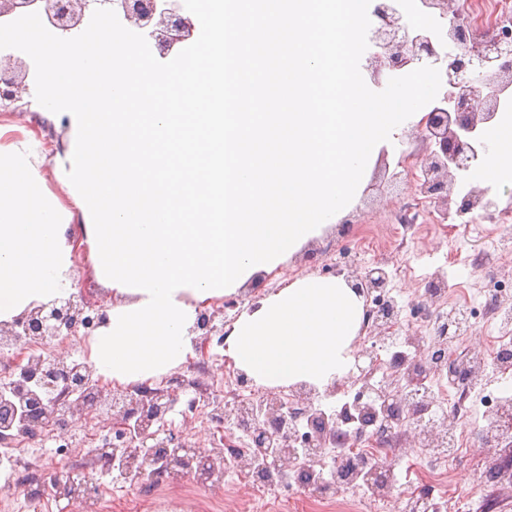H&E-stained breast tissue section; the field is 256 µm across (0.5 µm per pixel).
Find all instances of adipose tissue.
I'll return each instance as SVG.
<instances>
[{
    "instance_id": "1",
    "label": "adipose tissue",
    "mask_w": 512,
    "mask_h": 512,
    "mask_svg": "<svg viewBox=\"0 0 512 512\" xmlns=\"http://www.w3.org/2000/svg\"><path fill=\"white\" fill-rule=\"evenodd\" d=\"M200 52L166 68L106 24L59 41L0 27L65 124L54 163L72 208L44 188L31 140L0 127V322L72 293L80 221L94 278L112 293L88 352L96 376L145 383L182 364L199 306L288 262L352 209L383 147L415 127L427 72L382 93L360 64L370 0H202ZM74 104L71 112L63 103ZM469 174L512 185V113ZM364 306L342 278L305 276L229 327L224 355L263 388L324 391L353 365Z\"/></svg>"
}]
</instances>
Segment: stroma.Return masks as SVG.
<instances>
[{
  "mask_svg": "<svg viewBox=\"0 0 512 512\" xmlns=\"http://www.w3.org/2000/svg\"><path fill=\"white\" fill-rule=\"evenodd\" d=\"M28 90L21 108L0 111V125L10 127V139L32 138L45 158V188L65 208L72 198L53 159L68 146L63 128H44L36 121L41 110L39 81L28 76ZM428 148L416 134L409 133L388 148L386 158L373 166L367 185L355 206L338 224L305 245L292 259L273 273L263 275L247 290L254 299L277 291L287 280L303 276L329 277L344 265L357 272L382 267L388 270L391 295L406 311L424 293L426 281L440 274L448 293L431 306L432 311L452 309L463 296L480 295L486 288L512 282V223L496 221L494 213L474 211L470 223L451 219L434 222L432 206L408 187L418 175ZM406 159V171H399V159ZM233 364L224 356V339L213 334L209 358L188 357L173 373L183 379L177 403L168 416L169 428L186 434L190 444L215 447L220 435L205 415L200 390L232 373ZM486 424L483 410L469 417L472 429L441 481H434L427 467L425 449L401 439L396 454L386 462L399 476L396 499L374 504L372 512H395L398 500L412 492L444 496L447 512H512V479L488 487L481 483L482 468L493 467L498 458L483 442ZM103 444L113 436L112 423L90 411L67 430L58 442L14 449L27 461L23 472L0 469V487L17 478H36L45 484L66 476H90L98 487L104 512H314V494L305 488L283 490L278 497L258 492L246 472L233 479L203 483L189 477L163 480L154 485H131L116 480L85 447L87 437Z\"/></svg>",
  "mask_w": 512,
  "mask_h": 512,
  "instance_id": "obj_1",
  "label": "stroma"
}]
</instances>
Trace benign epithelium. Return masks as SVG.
Returning <instances> with one entry per match:
<instances>
[{
	"label": "benign epithelium",
	"instance_id": "benign-epithelium-1",
	"mask_svg": "<svg viewBox=\"0 0 512 512\" xmlns=\"http://www.w3.org/2000/svg\"><path fill=\"white\" fill-rule=\"evenodd\" d=\"M418 2L424 14L460 16L452 0ZM116 7L162 57L200 37L185 0H0V23L12 25L35 17L42 28L68 36L83 29L87 16L110 18ZM368 39L372 50L365 70L375 85L419 71L435 78L436 94L416 125L417 135L429 146V152L411 188L433 204L435 220L445 223L450 217L454 174L468 172L483 162L489 151L484 131L496 119L501 100L512 96V40H478L454 25L439 32L414 22L400 0H372ZM29 71L30 64L23 57L0 55V108L7 110L20 101ZM469 91L481 95L482 111L475 112L469 106ZM486 193L485 189L468 191L455 215L463 221L475 209L488 207ZM388 284L386 270L375 267L357 279L353 288L368 298L374 292L387 293ZM241 303L243 300L231 298L210 310H198L190 333L201 356L207 355V340L218 331L216 318L224 316V309ZM106 317L105 304L72 293L31 307L9 322H0V348L14 347L24 336L28 337V346L77 336L81 330L89 333ZM395 317L393 309L380 314L371 308L365 310V320L373 321L380 332L371 346L356 352L355 360L366 357L370 365L377 364L375 348L391 342ZM16 366L19 375L0 382V395H7V400L0 403L1 445L14 440L9 420L16 416L30 426L48 425L56 431L99 408L112 417V430L116 432L112 452L101 455L103 466L117 464L122 472L143 479L154 475L162 465L173 481L181 480L186 471L202 481L221 474L229 457L258 476L271 469L293 468L298 435L305 424L311 428L305 442L309 464H315L326 450L338 447L343 449L341 469L360 472L367 468L370 476L379 478L378 466L368 465L367 457L380 446L381 432L361 429L351 436L340 431L336 417L315 406L316 390L304 383L286 392L268 389L254 402L224 403L214 420L249 429L253 447L261 449L262 456L245 457L235 454L231 435L223 449L214 451L188 444L181 431L163 429L164 419L176 403L175 390L170 387L144 383L107 394L93 379L94 370L88 361L60 356L34 361L21 353L16 356ZM376 395L384 413L393 416L404 412L407 396L403 392L391 394L380 388ZM507 415L506 408L495 415L490 421V435L512 431ZM447 429L445 421L422 418L412 435L413 443L442 448Z\"/></svg>",
	"mask_w": 512,
	"mask_h": 512
}]
</instances>
